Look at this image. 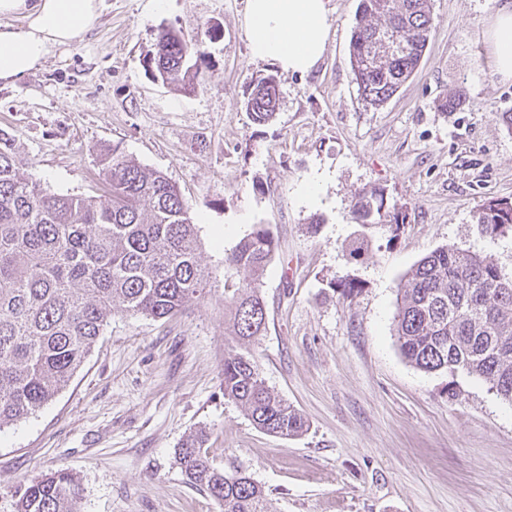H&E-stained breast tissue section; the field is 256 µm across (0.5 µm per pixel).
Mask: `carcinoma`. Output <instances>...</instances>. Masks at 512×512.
<instances>
[{
  "instance_id": "1",
  "label": "carcinoma",
  "mask_w": 512,
  "mask_h": 512,
  "mask_svg": "<svg viewBox=\"0 0 512 512\" xmlns=\"http://www.w3.org/2000/svg\"><path fill=\"white\" fill-rule=\"evenodd\" d=\"M350 48L352 81L365 105L387 103L418 70L432 27L430 0H360ZM404 43L381 56V34ZM201 59L197 44L172 29L156 36L145 60L166 81ZM274 76L255 79L246 107L257 125L279 108ZM106 195H61L19 174L15 150L0 134V429L35 414L83 365L115 312L156 320L181 313L207 285L190 208L163 173L116 146L101 154ZM383 196L354 195V219L373 224ZM491 235L512 232V202L491 199L476 216ZM278 248L270 226L255 224L228 253L227 273L242 284L225 298L233 344L224 350V398L253 425L296 437L308 421L274 395L251 348L266 330L261 286ZM399 349L417 369L476 377L512 404V277L490 256L441 247L422 258L398 288ZM206 436L188 438L175 460L189 483L223 512H271L262 485L246 472L212 464ZM81 487L66 469L25 485L16 512H80Z\"/></svg>"
}]
</instances>
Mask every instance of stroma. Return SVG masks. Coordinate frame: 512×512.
I'll list each match as a JSON object with an SVG mask.
<instances>
[{"instance_id":"35a3bbf8","label":"stroma","mask_w":512,"mask_h":512,"mask_svg":"<svg viewBox=\"0 0 512 512\" xmlns=\"http://www.w3.org/2000/svg\"><path fill=\"white\" fill-rule=\"evenodd\" d=\"M246 2L101 0L92 29L0 82V130L21 173L99 195L100 152L119 147L179 186L209 280L173 319L113 314L69 385L0 430V512L59 469L78 478L81 512H221L175 463L198 432L214 466L245 470L272 512H512V404L479 379L412 366L394 322L400 283L439 247L512 274V235L475 220L488 199L512 200V131L499 118L512 80L486 37L512 0H432L419 70L377 109L350 73L359 0H328L326 50L303 75L253 57ZM164 28L198 43L196 91L146 72ZM269 74L281 99L259 126L246 91ZM455 91L463 105L440 109ZM364 188L384 198L378 223L353 217ZM257 224L278 249L255 353L266 386L309 422L295 438L257 430L224 397V289L242 281L225 278L224 254ZM345 278L359 294L342 297Z\"/></svg>"}]
</instances>
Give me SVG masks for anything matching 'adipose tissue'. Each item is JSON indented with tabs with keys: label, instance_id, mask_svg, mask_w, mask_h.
<instances>
[{
	"label": "adipose tissue",
	"instance_id": "1",
	"mask_svg": "<svg viewBox=\"0 0 512 512\" xmlns=\"http://www.w3.org/2000/svg\"><path fill=\"white\" fill-rule=\"evenodd\" d=\"M99 0H0V81L38 68L51 47L92 29ZM327 0H248L244 29L255 58L290 73L316 67L327 42ZM499 75L512 79V8L489 30Z\"/></svg>",
	"mask_w": 512,
	"mask_h": 512
}]
</instances>
